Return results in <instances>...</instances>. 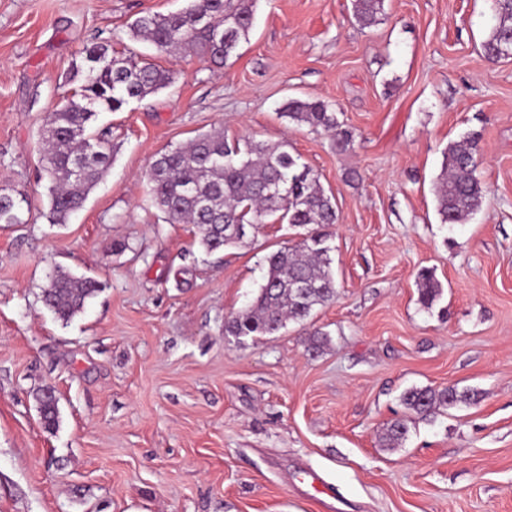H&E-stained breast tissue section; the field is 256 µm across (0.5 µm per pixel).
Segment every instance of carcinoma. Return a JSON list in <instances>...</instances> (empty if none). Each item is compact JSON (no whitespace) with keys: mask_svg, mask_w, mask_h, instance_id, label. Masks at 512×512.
Segmentation results:
<instances>
[{"mask_svg":"<svg viewBox=\"0 0 512 512\" xmlns=\"http://www.w3.org/2000/svg\"><path fill=\"white\" fill-rule=\"evenodd\" d=\"M256 0H188L173 14H149L132 25V37L160 54L191 50L204 60L224 62L248 40L254 27ZM354 15L364 26L379 21L384 0H354ZM493 24L481 43L484 54L503 58L512 46V0H491ZM84 84L42 129L45 168L51 186L50 219L64 224L80 210L112 162V146L86 136L96 110L115 112L131 100H142L173 83V73L146 59L109 52L106 45L86 48ZM281 116L314 131L332 134L336 147L352 142V133L338 120L335 107L323 101L290 98ZM478 139L448 146L443 173L436 188L437 213L442 224H462L481 206L485 189L477 175ZM148 181L153 200L170 224H193L208 253L244 242L249 233L275 217L305 227V237L264 258L263 283L245 309L224 318V335L236 339L272 336L290 322L302 323L337 296L331 247L324 228L339 223L333 197L320 178L282 144L253 139H228L222 131L202 133L183 145L159 154L150 164ZM21 194L0 193V224H24ZM98 291V282L58 270L43 291L54 315L67 321L82 311ZM434 275H419L418 301L429 308L441 295ZM44 427L56 426L58 401L46 391L38 395ZM479 392L412 387L401 395L410 414L427 420L460 405L476 404ZM409 433L408 420L390 422L382 445L401 444Z\"/></svg>","mask_w":512,"mask_h":512,"instance_id":"1","label":"carcinoma"}]
</instances>
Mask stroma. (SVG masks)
<instances>
[{"label": "stroma", "instance_id": "1", "mask_svg": "<svg viewBox=\"0 0 512 512\" xmlns=\"http://www.w3.org/2000/svg\"><path fill=\"white\" fill-rule=\"evenodd\" d=\"M184 4L0 0V190L29 202L25 223L0 224V512H326L296 480L305 469L345 512H512V58L482 53L491 0H385L370 27L352 0H257L236 56H160L171 87L97 113L112 165L51 223L40 134L82 84L86 48L150 54L131 23ZM291 97L334 104L348 149L280 117ZM211 129L285 144L333 195L338 295L312 325L224 334L296 228L208 254L154 205L151 160ZM471 134L487 193L443 224L444 152ZM57 269L99 284L66 323L42 301ZM424 270L442 286L429 309ZM314 326L332 339L317 354ZM448 385L481 400L383 446L405 389Z\"/></svg>", "mask_w": 512, "mask_h": 512}]
</instances>
